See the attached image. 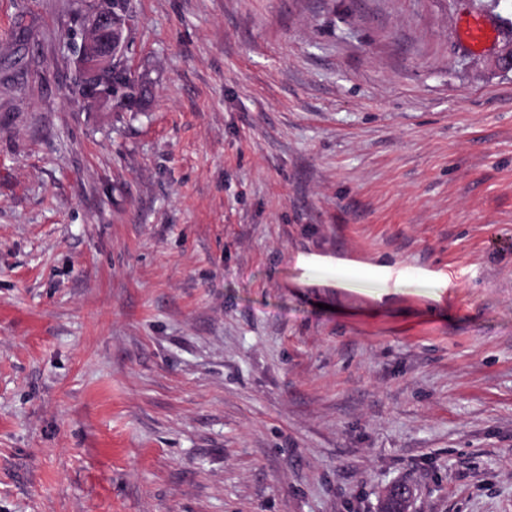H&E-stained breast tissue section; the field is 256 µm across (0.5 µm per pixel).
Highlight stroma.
Wrapping results in <instances>:
<instances>
[{
  "label": "stroma",
  "mask_w": 512,
  "mask_h": 512,
  "mask_svg": "<svg viewBox=\"0 0 512 512\" xmlns=\"http://www.w3.org/2000/svg\"><path fill=\"white\" fill-rule=\"evenodd\" d=\"M132 6L0 0V512H512V0ZM88 10L82 14L86 37L78 50V61L83 74L100 75L112 71L117 59L129 49L130 42L113 33L112 14L102 17L98 2L94 11L87 16Z\"/></svg>",
  "instance_id": "1"
}]
</instances>
